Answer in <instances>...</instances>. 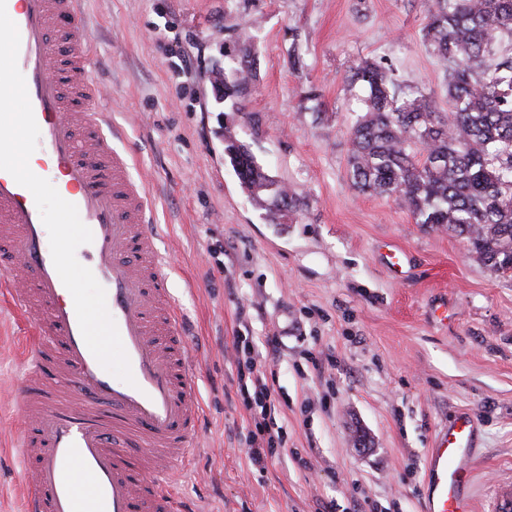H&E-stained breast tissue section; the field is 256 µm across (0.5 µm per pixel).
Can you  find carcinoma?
<instances>
[{
	"instance_id": "carcinoma-1",
	"label": "carcinoma",
	"mask_w": 512,
	"mask_h": 512,
	"mask_svg": "<svg viewBox=\"0 0 512 512\" xmlns=\"http://www.w3.org/2000/svg\"><path fill=\"white\" fill-rule=\"evenodd\" d=\"M424 37L446 75L448 111L404 91L393 70L364 60L349 84L366 90L351 131V165L363 193L395 198L416 223L466 240L477 260L512 271V54L495 55L512 37V0H422ZM249 54L224 82V111L242 110L252 82ZM224 152L249 197L279 222L288 187L224 128Z\"/></svg>"
}]
</instances>
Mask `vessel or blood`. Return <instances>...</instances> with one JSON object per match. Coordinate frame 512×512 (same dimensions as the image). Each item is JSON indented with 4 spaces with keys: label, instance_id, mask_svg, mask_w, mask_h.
<instances>
[{
    "label": "vessel or blood",
    "instance_id": "1",
    "mask_svg": "<svg viewBox=\"0 0 512 512\" xmlns=\"http://www.w3.org/2000/svg\"><path fill=\"white\" fill-rule=\"evenodd\" d=\"M6 11L40 130L30 168L92 232L76 258L105 290L133 376H113L89 350L34 197L0 171V291L29 335L15 389L28 409L15 441L34 470L25 512H200L177 493L200 446L198 372L156 247L150 187L133 177L134 155L116 146L99 106L81 0H6ZM50 367L58 380L47 387ZM476 431L465 411L441 429L427 451L422 512H473Z\"/></svg>",
    "mask_w": 512,
    "mask_h": 512
}]
</instances>
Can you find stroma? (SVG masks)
<instances>
[{"label": "stroma", "instance_id": "1", "mask_svg": "<svg viewBox=\"0 0 512 512\" xmlns=\"http://www.w3.org/2000/svg\"><path fill=\"white\" fill-rule=\"evenodd\" d=\"M102 105L149 179L170 288L192 326L203 422L183 495L203 512H420L426 451L460 411L476 421L475 512L512 482V273L353 184V66H392L448 109L421 0H83ZM187 67L172 75L167 46ZM250 52L254 90L225 112L206 80ZM314 100H306V93ZM288 188L270 223L224 155V128ZM252 338L285 455L253 468L255 422L235 337ZM280 339L277 350L264 339ZM0 310V392L19 376ZM24 407L0 399V512H23Z\"/></svg>", "mask_w": 512, "mask_h": 512}]
</instances>
